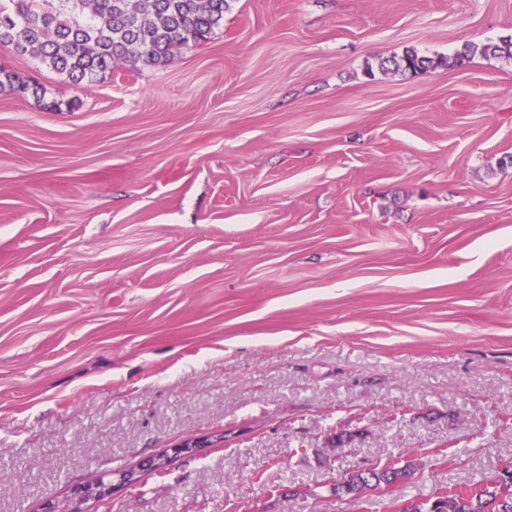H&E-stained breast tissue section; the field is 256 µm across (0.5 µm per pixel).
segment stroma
I'll return each mask as SVG.
<instances>
[{"instance_id":"stroma-1","label":"stroma","mask_w":512,"mask_h":512,"mask_svg":"<svg viewBox=\"0 0 512 512\" xmlns=\"http://www.w3.org/2000/svg\"><path fill=\"white\" fill-rule=\"evenodd\" d=\"M512 0H232L89 87L0 45V512H377L512 461ZM436 67L402 74L405 51ZM61 103L60 110L49 107ZM216 439H212L207 437H195L188 436L178 443H176L172 448L162 451L157 454L153 459L148 462V465L153 470L161 471L165 469L169 462V454L168 451H172L173 454H192L200 451V448H209L214 446L216 443H220L224 441V436H215ZM411 464L404 466H396L386 469L373 468L368 471H350L343 477L336 480V483L330 484L329 489L335 496L339 498L345 497L349 501L360 503L361 506L369 508L367 505L373 506L380 504L386 495L389 487L399 483L408 474ZM371 474L369 478L367 475ZM373 497L377 499L371 502ZM117 477L116 483L105 481L99 477L90 483L77 487L71 500L70 512H92L96 505L109 497L116 487H135L138 483L137 469L130 467L123 472L114 473Z\"/></svg>"}]
</instances>
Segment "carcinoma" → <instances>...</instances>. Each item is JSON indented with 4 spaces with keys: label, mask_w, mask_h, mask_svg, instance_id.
Wrapping results in <instances>:
<instances>
[{
    "label": "carcinoma",
    "mask_w": 512,
    "mask_h": 512,
    "mask_svg": "<svg viewBox=\"0 0 512 512\" xmlns=\"http://www.w3.org/2000/svg\"><path fill=\"white\" fill-rule=\"evenodd\" d=\"M229 6L230 0H0V44L90 86L119 62L135 69L167 63L180 47L207 39ZM481 52L512 58V39L487 43ZM390 63L402 72L440 65L414 51ZM28 87L19 73L0 67L1 93ZM410 468L350 471L329 489L363 506L378 504ZM398 512H512V462L492 479L464 489L441 487L425 501L403 503Z\"/></svg>",
    "instance_id": "cac0c4a2"
}]
</instances>
